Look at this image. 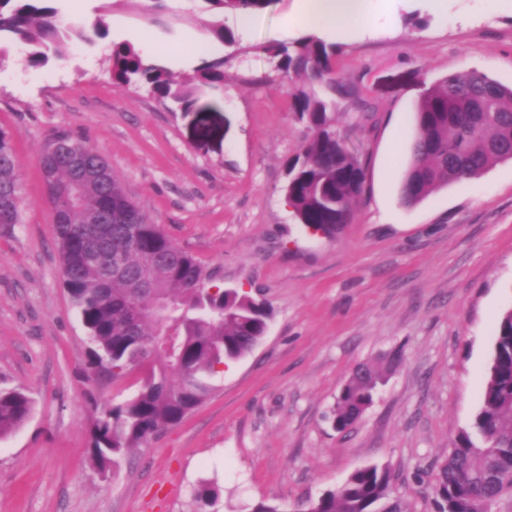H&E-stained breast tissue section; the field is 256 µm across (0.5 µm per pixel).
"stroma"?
Masks as SVG:
<instances>
[{
  "label": "stroma",
  "mask_w": 512,
  "mask_h": 512,
  "mask_svg": "<svg viewBox=\"0 0 512 512\" xmlns=\"http://www.w3.org/2000/svg\"><path fill=\"white\" fill-rule=\"evenodd\" d=\"M60 0L66 18L106 6V38L71 42L47 66L21 47L0 62V130L18 161L20 222L0 232V378L26 388L29 420L0 440V512H197L203 482L217 512L273 501L291 512L356 468L387 467L397 495L428 512L437 466L482 405L498 321L512 309V160L401 200L415 112L430 86L469 70L512 86V0H374L370 31L294 23L302 0H274L230 48L195 0ZM314 35L336 44V124L365 166L349 223L326 236L298 224L282 187L305 138L291 108L303 80L281 79L268 46ZM154 47L175 81L191 75L186 42L223 58L224 83L187 109L112 78L114 44ZM66 132L104 155L127 194L216 285L264 299L269 331L218 365L183 422L100 474L90 429L138 387L92 373L86 331L61 277L39 156ZM360 421L331 411L360 364L392 351Z\"/></svg>",
  "instance_id": "1"
}]
</instances>
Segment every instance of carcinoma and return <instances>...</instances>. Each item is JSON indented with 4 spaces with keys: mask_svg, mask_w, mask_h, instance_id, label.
<instances>
[{
    "mask_svg": "<svg viewBox=\"0 0 512 512\" xmlns=\"http://www.w3.org/2000/svg\"><path fill=\"white\" fill-rule=\"evenodd\" d=\"M57 0H0V59L19 44L26 62L43 67L61 58L74 39L108 35L98 19L88 26L66 21ZM207 11L254 14L274 0H203ZM214 37L233 45L236 33L224 20L208 24ZM275 68L305 76L309 85L339 87L332 60L337 48L315 35L268 48ZM224 60H203L182 84L161 66L150 64L129 43L112 50V75L124 85L147 86L160 98L187 106L194 92L224 82ZM293 111L306 128L298 155L287 163L285 198L297 221L315 232L333 235L351 218V204L362 193L365 168L339 131L329 98L307 89L291 94ZM417 133L401 188L413 206L441 187L480 176L498 162L512 160V88L472 70L437 81L417 106ZM78 153L105 169V179L89 181L78 201L68 196L71 172L56 149ZM16 159L10 136L0 130V226L20 223ZM51 169L45 195L54 213L62 259L63 284L87 332L92 370L116 381L142 370L140 389L103 411L91 431L89 457L98 472L116 468L166 428L182 422L211 390L216 366L250 354L266 335L272 311L236 290L217 288L215 275L176 246L156 224L140 225L136 243L127 223L145 218L124 190L106 159L62 132L41 156ZM112 209V252L122 256L126 274L107 281L87 263L85 254L100 246L91 218ZM169 306L167 314L148 310L137 299L143 285ZM401 351L366 365L345 381L333 411L345 431L371 404L384 372L397 366ZM34 409L30 395L0 386V440L25 423ZM512 499V309L498 323L494 354L486 373L483 403L471 430L461 432L438 465L430 512H494ZM297 512H412L393 495L390 472L377 465L351 473L334 490L310 498Z\"/></svg>",
    "mask_w": 512,
    "mask_h": 512,
    "instance_id": "carcinoma-1",
    "label": "carcinoma"
}]
</instances>
